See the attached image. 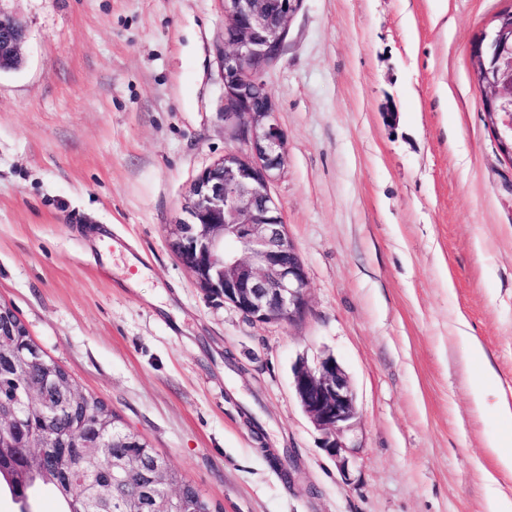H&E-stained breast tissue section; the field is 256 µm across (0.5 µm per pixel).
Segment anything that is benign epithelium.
I'll use <instances>...</instances> for the list:
<instances>
[{
	"label": "benign epithelium",
	"mask_w": 512,
	"mask_h": 512,
	"mask_svg": "<svg viewBox=\"0 0 512 512\" xmlns=\"http://www.w3.org/2000/svg\"><path fill=\"white\" fill-rule=\"evenodd\" d=\"M224 134L238 147L201 171L189 187L172 249L200 288L256 322L292 323L306 311L307 275L285 232L270 184L288 163V139L269 94L254 104L262 77L284 48L303 0H222ZM25 27L0 11V60L21 59ZM478 86L486 91L487 127L512 163V24L484 30L471 47ZM292 385L308 418L323 432V448L348 470L344 433L357 415L356 394L332 356L293 367ZM25 414L52 416L49 383L24 382Z\"/></svg>",
	"instance_id": "7a95c632"
}]
</instances>
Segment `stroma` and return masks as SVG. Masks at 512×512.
Instances as JSON below:
<instances>
[{
	"mask_svg": "<svg viewBox=\"0 0 512 512\" xmlns=\"http://www.w3.org/2000/svg\"><path fill=\"white\" fill-rule=\"evenodd\" d=\"M507 0H304L264 76L308 309L251 320L170 247L224 135L222 0H0V301L221 512H491L512 502V163L474 40ZM480 343L482 356L471 346ZM331 355L358 414L340 472L292 386ZM291 451V471L272 456ZM24 41L25 27L22 21L17 16L0 10V60L21 61ZM498 376L492 370L485 371L472 385V395L475 404L485 406L490 395L497 396L494 412L498 417H512V408L507 398L500 394Z\"/></svg>",
	"mask_w": 512,
	"mask_h": 512,
	"instance_id": "35a3bbf8",
	"label": "stroma"
}]
</instances>
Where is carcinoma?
<instances>
[{"instance_id": "obj_1", "label": "carcinoma", "mask_w": 512, "mask_h": 512, "mask_svg": "<svg viewBox=\"0 0 512 512\" xmlns=\"http://www.w3.org/2000/svg\"><path fill=\"white\" fill-rule=\"evenodd\" d=\"M0 322L12 325L14 335L5 337L7 350L0 357V413L19 412L20 383L31 373L28 364L36 343L13 308L0 304ZM44 373L52 385L54 402L61 406L59 415L41 419L26 417L23 429L0 434V489L8 490L19 512H32L29 491L34 487L51 490L62 501L61 512H150L154 501L164 508L167 491H180L185 512L210 502L195 485L151 448L139 434L126 428L120 417L98 398L83 394L79 402L69 401L71 390L80 389L75 379L54 359L44 356ZM99 434L112 436V456L102 448H84L85 440ZM60 436L71 458L56 462L23 464L16 448L28 437L49 440ZM135 458L143 468H160L159 483L146 481L132 488L112 478L109 458Z\"/></svg>"}]
</instances>
